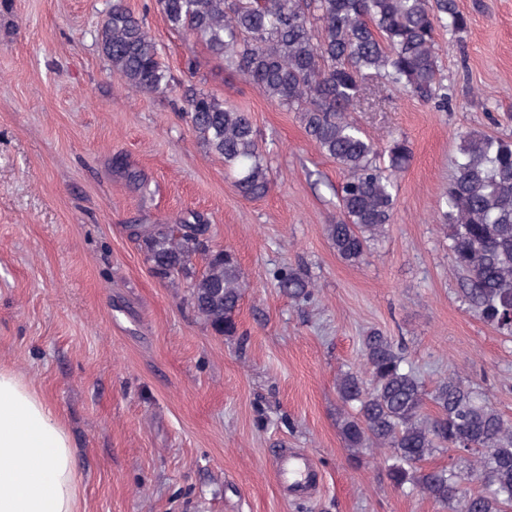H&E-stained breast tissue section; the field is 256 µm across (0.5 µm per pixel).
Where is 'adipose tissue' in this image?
Returning <instances> with one entry per match:
<instances>
[{"label":"adipose tissue","mask_w":512,"mask_h":512,"mask_svg":"<svg viewBox=\"0 0 512 512\" xmlns=\"http://www.w3.org/2000/svg\"><path fill=\"white\" fill-rule=\"evenodd\" d=\"M69 436L54 407L0 369V512H78Z\"/></svg>","instance_id":"ef3b65f1"}]
</instances>
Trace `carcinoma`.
<instances>
[{"instance_id": "obj_1", "label": "carcinoma", "mask_w": 512, "mask_h": 512, "mask_svg": "<svg viewBox=\"0 0 512 512\" xmlns=\"http://www.w3.org/2000/svg\"><path fill=\"white\" fill-rule=\"evenodd\" d=\"M170 29L202 42L210 55L255 84L273 103L295 109L318 149L344 177L341 216L325 231L337 256L357 265L391 223L394 177L411 156L408 144L379 148L350 115L363 82L375 75L388 90L426 101L440 93L435 33H461L468 18L455 0H155ZM103 55L139 92L172 89L160 48L128 0H111L95 31ZM183 110L208 151L224 160L246 200L270 186L262 147L249 113L224 106L218 95L181 87ZM115 169L140 191L146 182L116 155ZM448 250L463 275L464 297L482 319L512 335V139L468 135L438 213ZM212 226L187 211L160 224H131L130 237L162 282L183 281L194 313L215 333L238 334L235 314L244 288L231 249L209 245ZM203 260L197 271L194 260ZM276 288L298 301L314 280L285 266ZM363 367L337 382L347 407L341 435L354 458L388 451L386 475L443 512H505L512 506V420L456 376L426 390L393 340L372 330L361 343ZM433 412H428V407ZM469 450L465 469L426 467L435 452Z\"/></svg>"}]
</instances>
